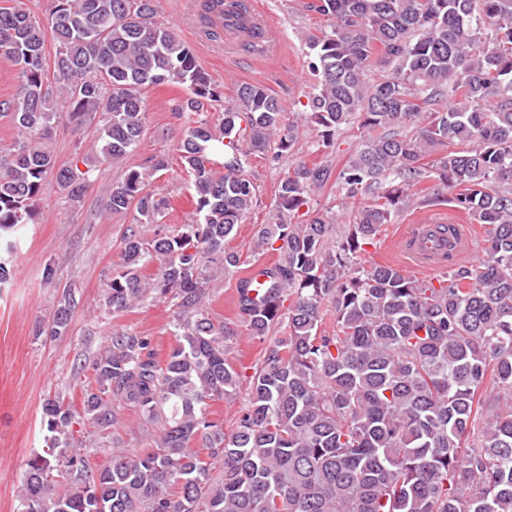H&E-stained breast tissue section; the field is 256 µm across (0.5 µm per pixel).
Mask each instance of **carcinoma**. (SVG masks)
Masks as SVG:
<instances>
[{
	"instance_id": "1",
	"label": "carcinoma",
	"mask_w": 512,
	"mask_h": 512,
	"mask_svg": "<svg viewBox=\"0 0 512 512\" xmlns=\"http://www.w3.org/2000/svg\"><path fill=\"white\" fill-rule=\"evenodd\" d=\"M227 2L199 0L214 38L246 29ZM306 8L330 21L308 42L316 83L307 116L318 145L332 147L355 123L360 142L335 175L304 164L288 173L275 222L255 235L254 253L278 260L265 271L268 287L258 292L243 279L237 288L240 322L265 347L228 433L208 409L237 394L240 371L225 354L239 331L204 307L203 270L241 263L224 241L256 185L235 136L277 158L295 150L299 126L285 125L281 102L252 83L237 86L219 122L204 117L223 92L155 21L154 0H54L46 25L0 8V55L19 78L0 113L20 134L12 158L0 161V287L47 175L78 203L88 185L79 164L119 162L135 150L144 89L186 84L191 96L179 110L202 116L178 148L196 221L172 236L158 227L168 203L146 182L167 168L164 157L127 170L108 204L115 214L135 207V223L155 228L125 233L123 269L105 304L119 312L152 293L172 295L176 344L161 364L148 337L115 334L92 360L97 388L81 409L44 400L51 444L26 461L23 512H512V0H310ZM61 103L72 123L103 116L91 154L67 165L50 146ZM215 142L225 147L222 176L208 157ZM428 173L454 191L456 210L489 226L487 259L476 268L450 262L434 281L362 266ZM333 176L345 198L364 200L344 235L318 213L292 222ZM441 230L449 257L457 232ZM149 259L160 264L150 279L140 271ZM69 322L66 301L50 335ZM116 402L138 409L131 434L147 447L114 448L111 463L93 471L87 448L72 444L73 426L112 428Z\"/></svg>"
}]
</instances>
